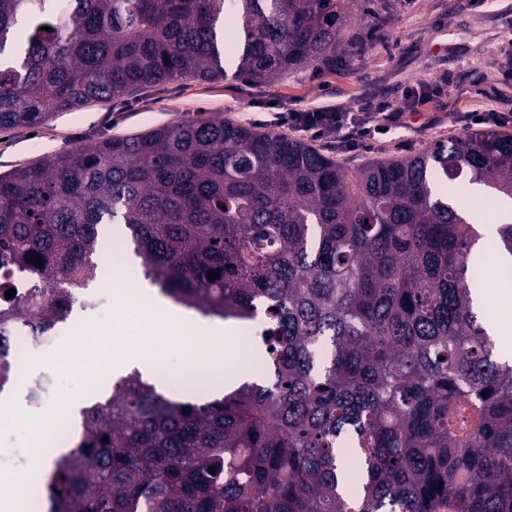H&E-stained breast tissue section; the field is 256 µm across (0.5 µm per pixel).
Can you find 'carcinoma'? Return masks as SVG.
Wrapping results in <instances>:
<instances>
[{
    "label": "carcinoma",
    "instance_id": "obj_1",
    "mask_svg": "<svg viewBox=\"0 0 512 512\" xmlns=\"http://www.w3.org/2000/svg\"><path fill=\"white\" fill-rule=\"evenodd\" d=\"M224 2L0 0V129L217 81L227 60L251 81L334 63L367 0ZM466 184L512 202L511 134L348 167L302 140L184 120L0 173V293L15 266L36 287L1 324L63 318L98 276L101 224L124 225L175 302L269 314L259 381L192 402L134 371L83 408L49 512H512V361L475 312L486 236L457 202ZM493 247L512 269V222ZM340 448L362 469L351 494Z\"/></svg>",
    "mask_w": 512,
    "mask_h": 512
}]
</instances>
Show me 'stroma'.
Segmentation results:
<instances>
[{
  "instance_id": "1",
  "label": "stroma",
  "mask_w": 512,
  "mask_h": 512,
  "mask_svg": "<svg viewBox=\"0 0 512 512\" xmlns=\"http://www.w3.org/2000/svg\"><path fill=\"white\" fill-rule=\"evenodd\" d=\"M369 7L383 12L385 23L375 28L366 19L346 20L342 37L350 50L335 65L310 64L257 83L236 77L231 61L225 79L217 82L177 79L124 100L56 113L34 127L0 130V172L69 152L92 139L139 134L188 118L220 117L265 132L283 103L297 109L331 105L358 114L382 105L405 107L409 92L424 83L441 84L442 93L409 117L406 127L378 135L358 149L322 140L315 141V148L350 165L400 157L448 141L476 127L477 117L488 113L499 117V131L512 134V79H504L501 68L506 34L512 31V0H371ZM462 112L470 113L468 124L457 122ZM121 315L116 305L93 314L85 322V349L73 359L44 353L37 370L55 378L60 394L84 400L88 384L79 373L95 369L92 349ZM246 330V322H237L234 338L214 341L221 359L212 365L213 373L240 381L255 374L244 351ZM58 414L48 400L23 420L0 417L1 477H18L22 459L31 457Z\"/></svg>"
}]
</instances>
